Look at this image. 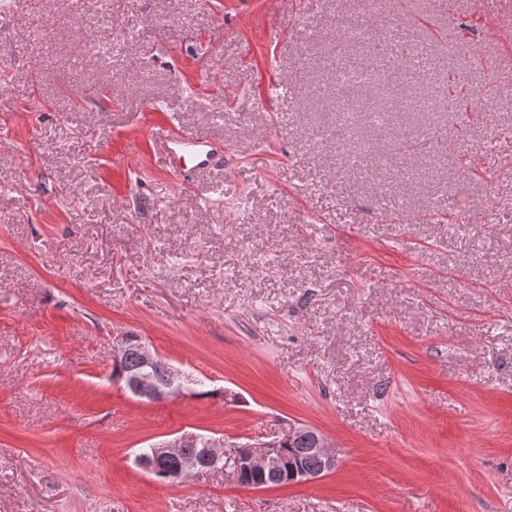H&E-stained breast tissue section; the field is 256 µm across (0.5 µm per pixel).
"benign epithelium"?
Wrapping results in <instances>:
<instances>
[{"label": "benign epithelium", "mask_w": 512, "mask_h": 512, "mask_svg": "<svg viewBox=\"0 0 512 512\" xmlns=\"http://www.w3.org/2000/svg\"><path fill=\"white\" fill-rule=\"evenodd\" d=\"M130 335L118 333L112 337V364L119 365L125 358ZM140 371L131 373L125 380V388L134 397L153 403L193 394L189 375L167 362L158 351L145 340L137 347ZM164 366V375L160 379L152 377L157 365ZM288 439L306 436L308 447L301 449L302 454L317 459V465L305 466L290 462L292 482L311 483L337 466V454L328 438L320 431L306 425L293 426L286 432ZM203 448L200 456H184V448ZM174 458L180 459V475L189 480L206 471L224 466L232 475L245 473L258 477L275 472L285 463L282 455L281 439H253L240 446L224 441V437L203 435L192 431H183L171 438L150 444L148 451L136 455L137 466L156 478L166 474V465Z\"/></svg>", "instance_id": "1"}]
</instances>
